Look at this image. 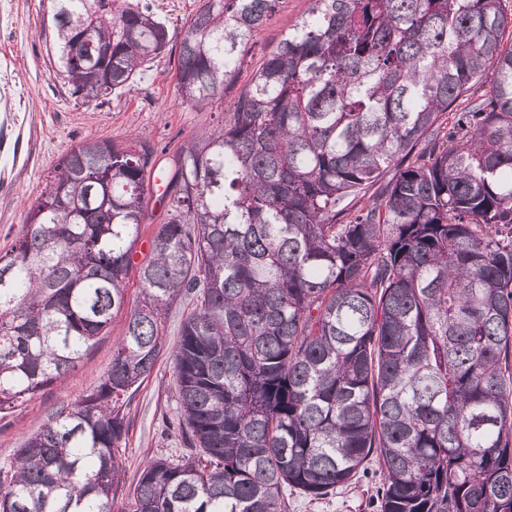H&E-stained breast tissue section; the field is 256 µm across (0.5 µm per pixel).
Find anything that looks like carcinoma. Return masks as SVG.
<instances>
[{
	"instance_id": "obj_1",
	"label": "carcinoma",
	"mask_w": 512,
	"mask_h": 512,
	"mask_svg": "<svg viewBox=\"0 0 512 512\" xmlns=\"http://www.w3.org/2000/svg\"><path fill=\"white\" fill-rule=\"evenodd\" d=\"M82 104L162 54L149 0H55ZM278 0H202L182 103L232 86ZM512 29L506 0H310L224 129L174 159L150 256L155 147H73L0 256V414L63 381L127 312L112 364L0 468V512H112L121 408L172 352L190 453L130 512H288L381 466V512H512ZM89 30L106 52L85 58ZM486 91L470 98L474 87ZM137 270L141 298L126 308ZM162 181H159V184L156 187V191L153 196L150 195V203H149V210L152 209L154 214V220L153 224H144V231L141 237V240L148 239L150 240L151 233L153 232V229L156 227L157 224L160 223V221L164 218L165 214V205L160 202V195L162 193ZM138 243L136 253H135V263L140 264L142 261H144L146 258L149 257L150 254V248L147 251H141L140 250V242Z\"/></svg>"
}]
</instances>
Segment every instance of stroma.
<instances>
[{
  "instance_id": "1",
  "label": "stroma",
  "mask_w": 512,
  "mask_h": 512,
  "mask_svg": "<svg viewBox=\"0 0 512 512\" xmlns=\"http://www.w3.org/2000/svg\"><path fill=\"white\" fill-rule=\"evenodd\" d=\"M310 0H279L269 20L253 35L236 83L202 110L182 104L176 81L177 50L168 47L140 80L105 104H76L70 85L58 73V52L47 0H0V253L21 235L26 208L44 192L59 159L84 142L134 138L155 145L154 170L166 171L186 142L221 130L240 92L249 86L265 58L307 11ZM174 304L165 319L166 352L152 374L127 399L128 432L120 450L126 490L112 512H129L127 491L148 461L185 453L176 411L170 351L189 312ZM125 315L115 316L78 368L8 414L0 415V465L63 404L76 402L99 385L112 363V348L124 335ZM380 467L369 458L364 475L319 499L288 494V512H380Z\"/></svg>"
}]
</instances>
